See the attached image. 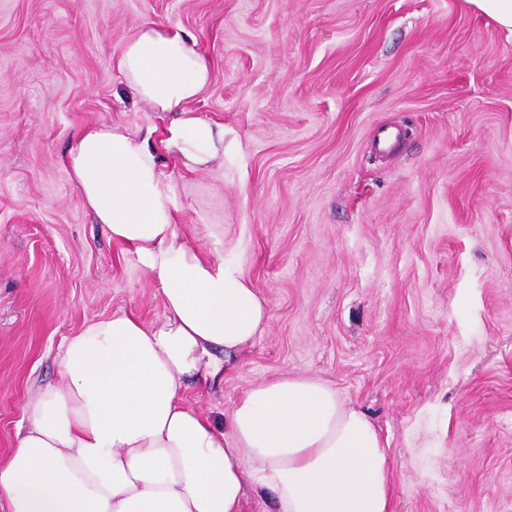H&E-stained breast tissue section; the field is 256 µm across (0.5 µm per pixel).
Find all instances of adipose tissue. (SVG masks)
Instances as JSON below:
<instances>
[{"mask_svg":"<svg viewBox=\"0 0 512 512\" xmlns=\"http://www.w3.org/2000/svg\"><path fill=\"white\" fill-rule=\"evenodd\" d=\"M116 65L149 111L175 113L165 144L188 170L223 163V125L191 108L210 68L180 31L139 26ZM149 141L90 125L65 165L84 207L158 285L165 314L146 324L116 313L64 342L58 382L27 399L0 459L6 512H394L386 440L326 382L261 381L220 425L185 405L188 382L219 385L267 311L238 266L176 232L174 188Z\"/></svg>","mask_w":512,"mask_h":512,"instance_id":"adipose-tissue-1","label":"adipose tissue"}]
</instances>
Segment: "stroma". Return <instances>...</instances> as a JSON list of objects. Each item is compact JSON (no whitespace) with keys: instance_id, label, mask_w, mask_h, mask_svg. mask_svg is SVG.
I'll return each instance as SVG.
<instances>
[{"instance_id":"stroma-1","label":"stroma","mask_w":512,"mask_h":512,"mask_svg":"<svg viewBox=\"0 0 512 512\" xmlns=\"http://www.w3.org/2000/svg\"><path fill=\"white\" fill-rule=\"evenodd\" d=\"M146 22L209 62L223 165L186 170L116 67ZM102 122L154 128L177 231L267 304L190 407L318 378L387 437L396 512H512L511 37L464 0H0V457L66 338L164 314L63 163ZM381 126L406 133L383 157Z\"/></svg>"}]
</instances>
